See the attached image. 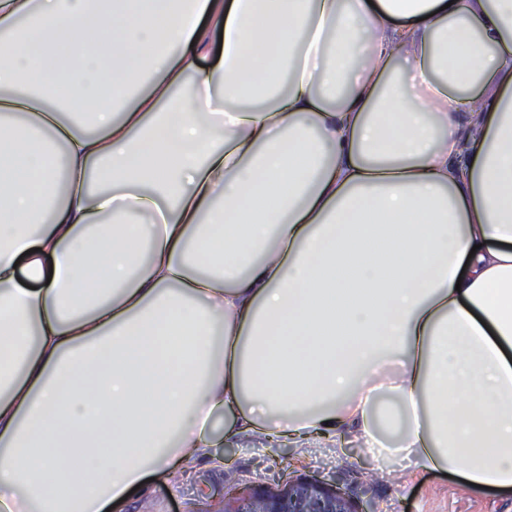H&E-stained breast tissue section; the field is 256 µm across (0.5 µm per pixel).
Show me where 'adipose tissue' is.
<instances>
[{
  "mask_svg": "<svg viewBox=\"0 0 512 512\" xmlns=\"http://www.w3.org/2000/svg\"><path fill=\"white\" fill-rule=\"evenodd\" d=\"M343 435L512 487V0H0V512Z\"/></svg>",
  "mask_w": 512,
  "mask_h": 512,
  "instance_id": "adipose-tissue-1",
  "label": "adipose tissue"
}]
</instances>
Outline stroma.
<instances>
[{"label": "stroma", "mask_w": 512, "mask_h": 512, "mask_svg": "<svg viewBox=\"0 0 512 512\" xmlns=\"http://www.w3.org/2000/svg\"><path fill=\"white\" fill-rule=\"evenodd\" d=\"M220 468H203L201 481L153 482L124 512H198L222 493L227 476L245 486L274 485L287 479L313 478L344 493L357 512H512V490L473 487L462 475L423 472L403 480L400 471L377 469L362 444L344 437L338 444L306 448H263L243 438L233 453L217 448Z\"/></svg>", "instance_id": "stroma-1"}]
</instances>
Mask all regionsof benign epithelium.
<instances>
[{"mask_svg":"<svg viewBox=\"0 0 512 512\" xmlns=\"http://www.w3.org/2000/svg\"><path fill=\"white\" fill-rule=\"evenodd\" d=\"M221 512H358L353 503L318 480L297 478L246 495L224 493Z\"/></svg>","mask_w":512,"mask_h":512,"instance_id":"7a95c632","label":"benign epithelium"}]
</instances>
